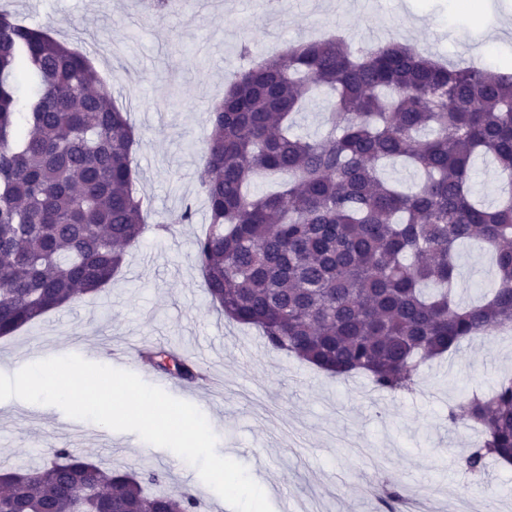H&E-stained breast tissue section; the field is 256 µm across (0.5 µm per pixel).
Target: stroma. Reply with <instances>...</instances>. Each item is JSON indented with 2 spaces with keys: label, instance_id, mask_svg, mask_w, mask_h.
<instances>
[{
  "label": "stroma",
  "instance_id": "stroma-1",
  "mask_svg": "<svg viewBox=\"0 0 512 512\" xmlns=\"http://www.w3.org/2000/svg\"><path fill=\"white\" fill-rule=\"evenodd\" d=\"M463 0H356L351 18L325 0H284L267 13L261 0H185L161 23L145 20L142 0H0V9L26 23L50 25L74 48L100 47L94 58L106 89L130 113L140 138L137 189L149 221L169 225L146 231L129 250L104 292L46 314L15 335L0 338V373L22 360L77 354L110 364L171 396L194 404L211 422L218 453L243 464L263 485L273 512H384L367 495L375 481L413 493L432 492L433 512H455L456 498L472 512H512V467H493L473 480L460 459L476 442L474 430L448 422V407L462 393L512 377V336L464 342L428 362L419 391L390 395L361 376L336 379L294 357L269 350L251 327L226 321L212 307L195 261L206 210L195 181L208 132L207 112L224 97L234 73L291 43L343 31L353 46L405 24L421 27L415 45L440 62L470 65L472 42L492 26L508 0H488L469 14ZM251 46L242 55V43ZM193 204V223L181 214ZM462 300L475 299L493 272L482 248L459 247ZM165 346L195 362L202 380L187 383L143 363L137 350ZM55 448L93 455L108 466L168 473L167 487L191 489L202 512H232L197 470L168 449L131 432L74 419L59 407L11 398L0 404V467L38 465Z\"/></svg>",
  "mask_w": 512,
  "mask_h": 512
}]
</instances>
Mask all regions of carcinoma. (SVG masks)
Here are the masks:
<instances>
[{"instance_id":"carcinoma-1","label":"carcinoma","mask_w":512,"mask_h":512,"mask_svg":"<svg viewBox=\"0 0 512 512\" xmlns=\"http://www.w3.org/2000/svg\"><path fill=\"white\" fill-rule=\"evenodd\" d=\"M32 84L20 99L18 87ZM333 97L324 132L292 131L316 92ZM195 173L208 230L195 258L212 306L257 328L268 349L324 373L414 390L420 367L464 340L512 328V73L446 66L390 41L351 49L303 41L237 73L209 115ZM134 129L87 55L0 10V337L106 288L148 228L135 188ZM508 178L488 208L470 194L474 158ZM421 173L405 193L380 173ZM260 175L279 188L247 192ZM478 241L496 278L488 297L454 293L456 249ZM141 360L194 381L162 347ZM448 421L482 433L468 475L512 463V378L464 393ZM168 474L134 475L59 448L36 468L0 472V512H199ZM397 512L402 495L380 486Z\"/></svg>"}]
</instances>
